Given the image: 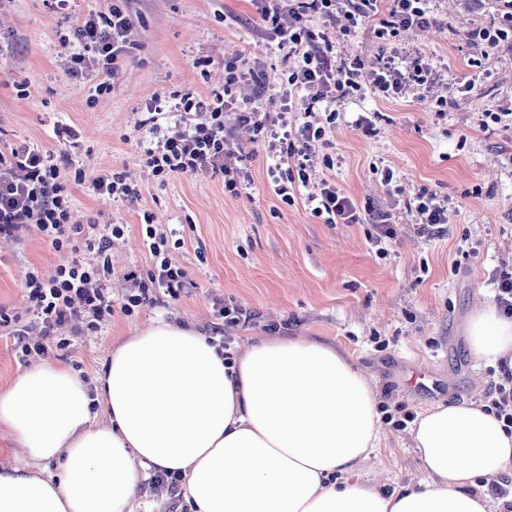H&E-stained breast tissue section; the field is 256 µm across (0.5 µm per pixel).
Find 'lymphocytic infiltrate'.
<instances>
[{
  "label": "lymphocytic infiltrate",
  "mask_w": 512,
  "mask_h": 512,
  "mask_svg": "<svg viewBox=\"0 0 512 512\" xmlns=\"http://www.w3.org/2000/svg\"><path fill=\"white\" fill-rule=\"evenodd\" d=\"M262 29L285 49L287 88L280 98L283 112L277 117L259 111L240 88L255 71L239 59L224 63V86L200 94L176 90L157 95L146 106L152 139L144 163L153 176L168 179L179 174L207 173L220 176L229 191L249 180L224 126V112L238 114V126L262 136L273 164L269 169L273 191L291 204L296 186L307 189L306 201L314 217L327 224H354L359 214L354 202L335 185L310 186L312 144L334 128L337 100L369 88L390 99L409 92L435 110L447 106L431 59L392 53L380 56L371 70L368 86L358 81L360 62L336 63L334 41L351 29L369 25L383 45L398 41L409 29L438 27L431 0H253ZM130 0H112L105 12L87 13L61 29L59 40L66 53L61 65L70 78L97 77V92L110 91L126 57L135 46L130 37L134 15ZM302 112L296 134L288 132L289 110ZM142 237L151 268L147 275L130 271V291L121 310L160 303L162 297L179 298L191 293L196 281L167 256L170 230L144 214ZM123 233L118 224H85L78 218L62 181L61 162L54 152L23 144L0 149V238L22 240L37 235L54 250L71 249L81 257L51 273L32 268L24 290L36 313L40 339L30 342L31 329L11 309L0 306V329L13 336L21 358L43 353L47 345L66 350L76 337L97 332L112 313V297L106 288L112 276V241Z\"/></svg>",
  "instance_id": "f902f5d3"
}]
</instances>
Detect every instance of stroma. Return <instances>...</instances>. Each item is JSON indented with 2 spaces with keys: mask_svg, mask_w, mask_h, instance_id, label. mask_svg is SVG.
<instances>
[{
  "mask_svg": "<svg viewBox=\"0 0 512 512\" xmlns=\"http://www.w3.org/2000/svg\"><path fill=\"white\" fill-rule=\"evenodd\" d=\"M142 18L133 31L140 49L127 59L111 91L78 82L62 70L64 49L57 12L43 0H13L0 10V39L16 44L0 58V145L34 143L63 151L64 177L86 224H120L114 239V274L108 288L121 300L129 269L147 271L142 245L144 213L174 229L172 264L198 283L191 295L131 314L113 311L101 332L73 349L48 348L93 379L113 340L151 319L179 318L211 331L215 302L251 311L246 326L223 331L227 353L244 336H310L348 353L375 384L383 414L382 440L361 472L384 489L418 487L425 474L412 442L415 421L429 408L462 400L487 402L503 376L497 365L476 360L465 324L474 309L493 303V273L512 270V127L483 124L484 113H512V43L477 57L467 31L498 17L494 0H438L441 28L402 35L398 47L432 59L442 82L466 81L446 111L408 95L385 100L371 92L346 100L327 144L317 156L313 180H327L358 208L355 224H325L297 188L287 205L274 194L270 159L261 143L240 135L251 182L232 193L206 174L176 175L159 182L141 162L151 138L139 124L146 101L190 88L224 85V62L243 55L260 59L268 83L288 78L283 50L260 37V18L250 0H134ZM28 79L29 96L14 82ZM368 118L372 132L358 119ZM74 127L77 144L58 131ZM124 172L138 187L132 201L105 203L92 191L100 175ZM393 172L385 182V172ZM448 201L442 234H418L412 208L420 189ZM396 233L381 238L379 216ZM31 235L0 241V305L32 322L23 283L30 267L46 271L71 261ZM405 427H397V420Z\"/></svg>",
  "mask_w": 512,
  "mask_h": 512,
  "instance_id": "obj_1",
  "label": "stroma"
}]
</instances>
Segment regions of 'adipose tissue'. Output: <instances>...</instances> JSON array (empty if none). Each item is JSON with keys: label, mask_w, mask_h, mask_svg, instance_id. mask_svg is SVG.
I'll return each mask as SVG.
<instances>
[{"label": "adipose tissue", "mask_w": 512, "mask_h": 512, "mask_svg": "<svg viewBox=\"0 0 512 512\" xmlns=\"http://www.w3.org/2000/svg\"><path fill=\"white\" fill-rule=\"evenodd\" d=\"M474 358L512 361V320L466 323ZM101 414H94V407ZM0 430L23 469L0 464V512H136L146 471L181 475L190 512H489L485 484L512 469L494 409L439 405L419 419V487L359 474L381 440L372 382L304 336H249L225 359L195 325L153 319L119 337L95 385L43 359L0 387ZM55 462L46 475L39 466Z\"/></svg>", "instance_id": "obj_1"}]
</instances>
